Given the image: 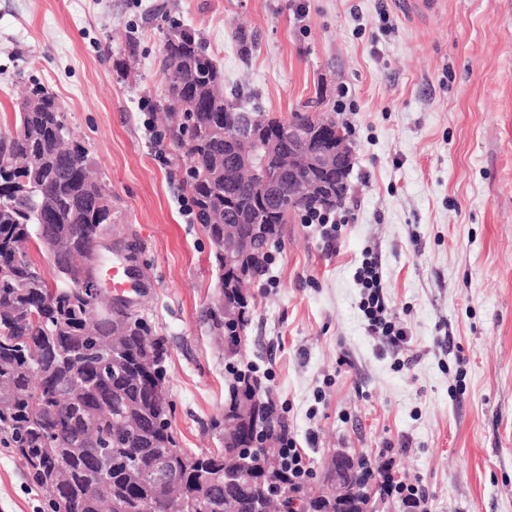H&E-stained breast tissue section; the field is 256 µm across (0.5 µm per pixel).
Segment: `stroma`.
<instances>
[{"mask_svg":"<svg viewBox=\"0 0 512 512\" xmlns=\"http://www.w3.org/2000/svg\"><path fill=\"white\" fill-rule=\"evenodd\" d=\"M183 29L252 106L286 118L316 100L354 128L338 254L290 217L248 290L246 357L314 472L339 448L376 469L390 447L428 512H512V0H0V128L36 81L86 147L140 273L133 309L165 339L174 436L195 453L224 438L218 270L179 211L184 153L171 140L159 161L140 110L167 129L159 62ZM368 250L410 337L398 352L358 309ZM45 500L0 447V512Z\"/></svg>","mask_w":512,"mask_h":512,"instance_id":"35a3bbf8","label":"stroma"}]
</instances>
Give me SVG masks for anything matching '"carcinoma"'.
<instances>
[{
	"label": "carcinoma",
	"instance_id": "1",
	"mask_svg": "<svg viewBox=\"0 0 512 512\" xmlns=\"http://www.w3.org/2000/svg\"><path fill=\"white\" fill-rule=\"evenodd\" d=\"M170 133L189 165L186 189L196 204L197 222L209 238L219 272L218 295L208 317L224 335L227 364L224 447L189 454L178 447L167 419L168 401L154 394L166 385L164 340L154 336L137 313L88 300L84 278L97 273L98 233L112 224L105 186L88 166L84 146L72 141L63 111L39 83L18 105L14 127L0 133V443L12 449L28 481L50 493L48 512H169L180 496L199 502L198 512H255L264 499V476L304 493L303 512H332L336 498L325 487L312 494L288 483L280 457L267 444L277 441L282 422L261 380L240 368L251 310L240 281L224 274V225L237 228L240 241L252 224L265 236L246 252V280L261 272L264 256L279 240L290 213L318 206V198L298 196L288 178L277 180L283 199L297 198L291 212L269 211L255 195L253 171H224V137L251 112L265 131L284 119L247 107L239 93L224 94V73L206 44L182 30L166 37L161 61ZM197 99L194 110L176 103ZM329 196L343 198L346 174L310 175ZM231 205L224 206V194ZM38 243L53 265L48 282L29 257ZM236 318L224 322V305ZM250 448L252 480L224 483V471ZM166 460L165 480L156 465ZM362 459L352 481L356 500L385 498L382 486L367 487Z\"/></svg>",
	"mask_w": 512,
	"mask_h": 512
}]
</instances>
